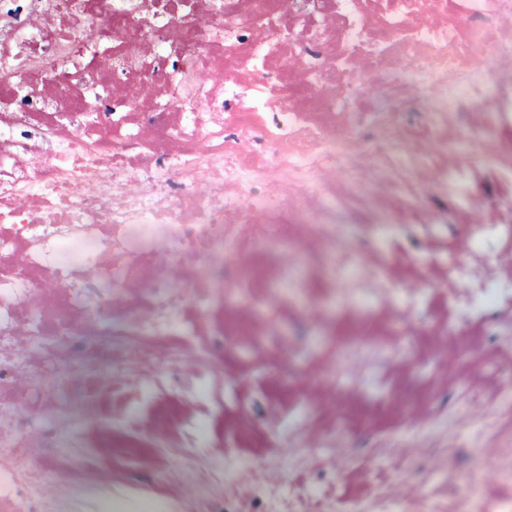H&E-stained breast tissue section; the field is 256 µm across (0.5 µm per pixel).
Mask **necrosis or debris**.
I'll use <instances>...</instances> for the list:
<instances>
[{"mask_svg": "<svg viewBox=\"0 0 512 512\" xmlns=\"http://www.w3.org/2000/svg\"><path fill=\"white\" fill-rule=\"evenodd\" d=\"M474 147L467 259L490 223L512 256V0H0V512H79L89 481L92 512H148L154 497L113 490L117 459L255 442L248 395L224 386L249 357L294 368L282 326L304 313L329 324L310 360L334 399L289 381L273 424L344 447L354 407L392 403L456 427L424 378L346 377L419 330L384 310L399 244L366 263L327 218L362 196L366 154L382 208L363 224L451 223L437 195ZM464 261L439 271L451 300L416 271L409 302L440 335L511 336L512 277ZM76 397L89 424L70 457L53 434ZM453 455L447 509L431 490L417 512H512L511 447L498 498L464 490V443Z\"/></svg>", "mask_w": 512, "mask_h": 512, "instance_id": "necrosis-or-debris-1", "label": "necrosis or debris"}]
</instances>
